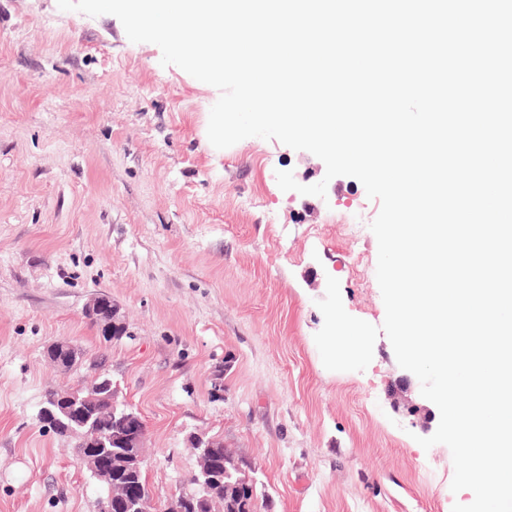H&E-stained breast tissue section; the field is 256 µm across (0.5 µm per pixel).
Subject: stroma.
<instances>
[{
    "instance_id": "stroma-1",
    "label": "stroma",
    "mask_w": 512,
    "mask_h": 512,
    "mask_svg": "<svg viewBox=\"0 0 512 512\" xmlns=\"http://www.w3.org/2000/svg\"><path fill=\"white\" fill-rule=\"evenodd\" d=\"M160 60L115 16L0 0V512L99 510L103 487L39 420L46 390L86 379L46 358L58 340L104 356L141 415L157 503L196 471L201 434L240 461L257 512L469 503L450 449H423L391 402L404 370L386 334L362 371L327 370L314 341L330 276L351 316L383 324L377 239L345 222L379 200L274 139L215 148L218 92ZM285 170L326 196L282 191ZM99 295L126 317L120 341L85 316Z\"/></svg>"
}]
</instances>
